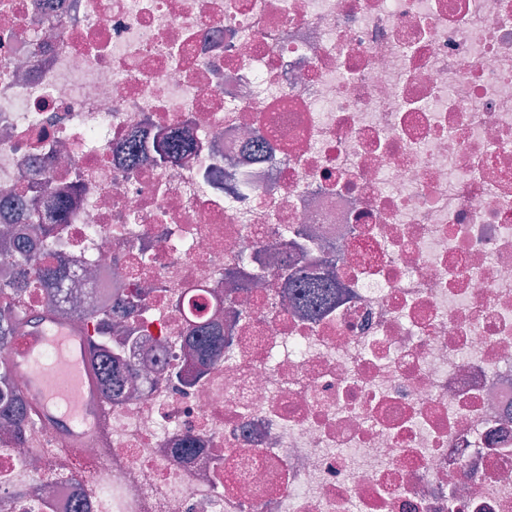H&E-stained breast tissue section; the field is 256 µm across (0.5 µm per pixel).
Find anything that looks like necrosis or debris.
Here are the masks:
<instances>
[{
    "label": "necrosis or debris",
    "instance_id": "1",
    "mask_svg": "<svg viewBox=\"0 0 512 512\" xmlns=\"http://www.w3.org/2000/svg\"><path fill=\"white\" fill-rule=\"evenodd\" d=\"M161 130L181 160L129 165ZM25 186L66 206L57 322L143 300L135 393L78 470L46 426L0 444V512H512V0H0ZM304 261L347 289L318 320ZM189 336L184 338V351L188 370L202 375L208 362L224 355V332L212 328L211 322L190 324Z\"/></svg>",
    "mask_w": 512,
    "mask_h": 512
}]
</instances>
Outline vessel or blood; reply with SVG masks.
Instances as JSON below:
<instances>
[{
  "label": "vessel or blood",
  "mask_w": 512,
  "mask_h": 512,
  "mask_svg": "<svg viewBox=\"0 0 512 512\" xmlns=\"http://www.w3.org/2000/svg\"><path fill=\"white\" fill-rule=\"evenodd\" d=\"M87 334L55 322L52 312L25 311L10 351V369L25 375L31 419L51 424L56 439L80 455L101 432L104 407Z\"/></svg>",
  "instance_id": "1"
}]
</instances>
